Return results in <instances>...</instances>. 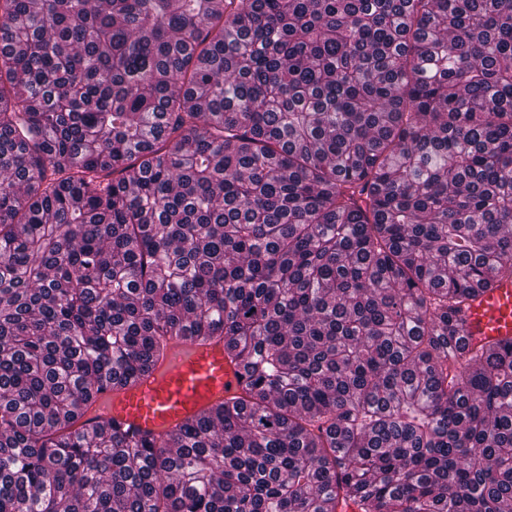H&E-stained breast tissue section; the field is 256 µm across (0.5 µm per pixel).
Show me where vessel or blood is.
I'll return each instance as SVG.
<instances>
[{"instance_id":"b4317fda","label":"vessel or blood","mask_w":512,"mask_h":512,"mask_svg":"<svg viewBox=\"0 0 512 512\" xmlns=\"http://www.w3.org/2000/svg\"><path fill=\"white\" fill-rule=\"evenodd\" d=\"M512 338V281L478 290L463 317L467 349ZM242 365L220 340L174 339L157 370L117 394H105L96 416L126 430L156 436L172 432L186 418L219 402L246 400Z\"/></svg>"}]
</instances>
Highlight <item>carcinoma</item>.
Masks as SVG:
<instances>
[{"mask_svg": "<svg viewBox=\"0 0 512 512\" xmlns=\"http://www.w3.org/2000/svg\"><path fill=\"white\" fill-rule=\"evenodd\" d=\"M512 0H0V512H512ZM178 336L245 402L79 423ZM468 303L461 336V344L467 350L512 338V281L504 280L492 288L478 289Z\"/></svg>", "mask_w": 512, "mask_h": 512, "instance_id": "cac0c4a2", "label": "carcinoma"}]
</instances>
